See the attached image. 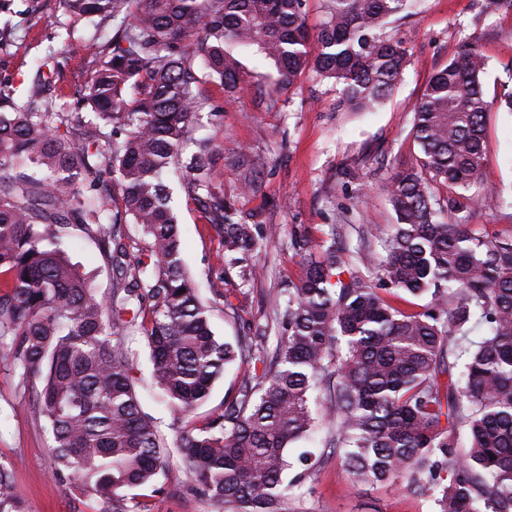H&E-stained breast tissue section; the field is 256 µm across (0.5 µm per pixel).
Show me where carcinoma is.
Here are the masks:
<instances>
[{
  "label": "carcinoma",
  "instance_id": "1",
  "mask_svg": "<svg viewBox=\"0 0 512 512\" xmlns=\"http://www.w3.org/2000/svg\"><path fill=\"white\" fill-rule=\"evenodd\" d=\"M321 2L313 35L307 0H59L93 28L67 44L94 65L78 91L93 118L59 110L47 61L23 101L0 83V345L10 340L11 365L49 424L54 474L111 504L106 512H142V491H162L173 455L190 494L215 512H288V447L323 425L318 462L340 459L355 487L399 480L433 512H512V239L476 235L459 200L479 178L491 110L475 42L414 105L420 156L386 183L396 222L374 235L380 250L346 254L334 224L319 252L306 234L292 239L303 270L277 304L287 334L272 358L262 333L215 335L182 260L165 173L213 228L210 288L235 310L220 284L233 270L249 283L263 227L224 199L211 167L218 132L198 137L194 126L207 84L230 97L247 89L234 47H258L279 93L307 71L333 82L349 112L370 111L401 79L409 49L389 28L410 0ZM509 10L512 0L480 3L486 15ZM471 203L503 199L486 190ZM78 237L111 270L109 292L72 262ZM353 264L369 276L341 279ZM393 290L426 303L401 309ZM477 323L485 334L472 341ZM135 331L174 414L172 448L141 408ZM248 359L261 374L196 425L215 380ZM0 512H26L12 465L0 464Z\"/></svg>",
  "mask_w": 512,
  "mask_h": 512
}]
</instances>
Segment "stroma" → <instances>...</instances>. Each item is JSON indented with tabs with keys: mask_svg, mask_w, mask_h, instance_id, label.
<instances>
[{
	"mask_svg": "<svg viewBox=\"0 0 512 512\" xmlns=\"http://www.w3.org/2000/svg\"><path fill=\"white\" fill-rule=\"evenodd\" d=\"M10 20L12 34L0 42V81L12 85L17 99H25L30 76L38 61L59 53L56 77L58 102L64 111L79 112L78 89L90 76L91 65L82 55L64 53L74 28L63 16L59 0H7L0 21ZM399 37L410 48L409 61L391 96L370 112H347L337 107L334 84L312 74L299 76L283 91L276 108L261 104V88L277 78L273 65L255 49L242 50V62L251 87L226 97L210 87V101L198 123L202 133L219 130L223 150L212 158L224 176V195L249 224L273 227L255 258L258 270L239 298V312L217 305L212 325L218 336L235 340L249 325L267 324L264 341L274 352L283 330L273 324L276 297L301 275L298 256L290 249L294 230L315 242L327 238L329 225H342L349 247L358 244L357 231L386 229L395 221L384 185L397 170L414 163L418 150L410 136L413 107L430 78L447 64L469 39L477 40L487 60L483 89L487 99L512 92V12L482 15L479 0H420ZM485 162L477 189L492 188L505 199L496 212L473 211L471 222L479 234L512 239V114L489 112L485 129ZM364 200L352 209L353 196ZM172 206L183 238V259L200 288L215 274L218 240L194 206L174 196ZM137 356L135 376L145 412L167 442H174L173 414L160 400L152 383L153 366L143 336L129 337ZM253 363L229 366L213 385L207 400L192 413L202 422L224 409L231 394ZM325 432L291 444L288 456L290 512H432V504L415 498L401 486L357 488L338 459H330L309 478L300 480V456L320 452ZM0 462L14 464L17 488L27 512H104L105 502L87 496L76 501L68 481L54 474L51 439L31 391L25 390L0 350ZM187 481L179 458H172L159 479L162 490L149 497L151 512H213L204 501L184 493Z\"/></svg>",
	"mask_w": 512,
	"mask_h": 512,
	"instance_id": "35a3bbf8",
	"label": "stroma"
}]
</instances>
